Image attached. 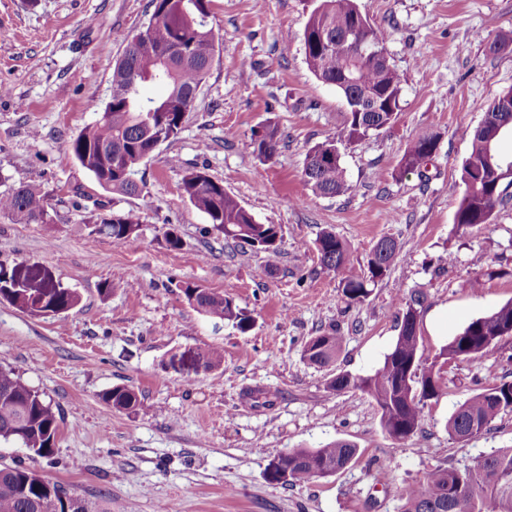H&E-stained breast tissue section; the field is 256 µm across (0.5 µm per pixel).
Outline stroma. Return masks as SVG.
Returning <instances> with one entry per match:
<instances>
[{"mask_svg":"<svg viewBox=\"0 0 512 512\" xmlns=\"http://www.w3.org/2000/svg\"><path fill=\"white\" fill-rule=\"evenodd\" d=\"M403 77L395 122L342 148L349 194L320 197L303 179L309 148L336 137L347 115L334 87L313 75L298 39L313 0H211L215 60L180 133L139 168L141 195L100 187L70 144L110 95L106 63L148 22L150 0H0V174L39 181L56 214L19 224L0 214V263H40L80 297L61 317L33 316L0 301V364L61 413L51 459L16 442L0 465L23 463L104 512H400L403 487L430 471L512 448V411L484 434L452 439L458 404L512 373V336L444 369L447 388L428 401L419 431L395 439L367 394L334 391L340 373L369 375L400 325L398 296L419 290L421 369L473 319L512 301V199L490 223L460 228L465 128L512 89V53L489 55L512 27V0H356ZM277 126L273 159L253 134ZM440 135L426 177L400 174L417 136ZM200 169L262 224H276L272 257L217 236L184 196L185 171ZM136 211L142 231L116 244L93 231L101 212ZM176 227L179 248L164 233ZM330 230L363 268L373 245L395 239L390 272L359 304L345 305L339 277L324 270L315 240ZM481 279L478 291L470 283ZM223 293L253 318L247 332L197 312L183 290ZM447 322L444 335L430 325ZM338 329L341 349L325 367L303 357L306 341ZM215 348L209 371H174L172 356ZM133 389L137 410L102 400ZM267 393L269 405L255 402ZM336 440L358 453L326 478L285 485L265 468L294 448Z\"/></svg>","mask_w":512,"mask_h":512,"instance_id":"obj_1","label":"stroma"}]
</instances>
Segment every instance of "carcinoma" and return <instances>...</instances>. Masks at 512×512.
Here are the masks:
<instances>
[{
	"label": "carcinoma",
	"instance_id": "carcinoma-1",
	"mask_svg": "<svg viewBox=\"0 0 512 512\" xmlns=\"http://www.w3.org/2000/svg\"><path fill=\"white\" fill-rule=\"evenodd\" d=\"M210 0H152L154 10L146 35H134L122 56L108 62L112 72L111 93L97 120L72 142L80 165L105 189L138 195L135 180L140 163L157 145L178 135L184 110H193L200 84L208 75L213 59L206 50L215 47L210 26ZM371 44L375 55L356 56L336 41L349 33ZM306 63L313 75L331 85L345 98L347 118L337 137L311 147L304 160L306 183L318 195L338 197L351 191L342 166L340 144H356L372 132L391 125L401 110L403 77L385 56L377 30L357 8L355 0H319L299 36ZM512 50V28L499 30L487 48L490 55ZM160 84L166 93L145 98L144 85ZM512 135V90L498 97L484 113L481 123L466 131L469 152L462 166L465 191L454 215L459 227H473L491 221L495 208L507 201L505 187L512 186L495 176L492 165L509 164L498 150L500 140ZM438 133H425L413 140L400 160V172L425 176L436 154ZM280 143L278 129L266 125L255 136L258 157L270 160ZM182 189L189 202L204 213L212 230L242 246L271 256L280 254L279 227L260 224L238 200L224 191V185L206 172L184 174ZM0 213L25 224H52L54 214L47 194L38 184L12 186L0 192ZM139 215H99L95 231L114 243L139 236ZM323 268L341 275L339 287L347 304L363 302L370 286L382 279L396 260L400 247L391 238L379 240L372 248L367 271L357 273L347 242L331 231L316 240ZM183 293L190 305L208 317L228 321L241 332L252 327L251 315L228 295L208 293L186 286ZM0 300L35 316H59L74 308L79 297L54 277L48 268L34 263L21 275L17 266L0 263ZM399 335L372 374L336 375L329 386L336 390H360L371 396L381 412L386 434L400 428L407 436L420 428L426 401L442 393L445 382L439 362L458 358L475 359L488 348L487 337L512 332V302L472 320L420 371V348L415 326L425 311V297L417 292L401 298ZM337 331L313 336L303 356L311 364L327 366L341 347ZM222 354L215 350L195 353L194 362L204 370L219 365ZM102 400L117 410L137 406L136 393L124 386L105 392ZM512 411V380H502L482 389L458 405L446 424L448 435L469 440L487 431L503 412ZM60 415L51 403L26 384L11 368L0 365V441L18 442L36 455L48 458ZM357 447L336 440L319 448H294L266 467L268 478L277 483L297 484L329 477L348 466ZM401 512H512V448H498L471 465L448 466L429 472L402 492ZM0 512H101L79 496L39 472L20 465H0Z\"/></svg>",
	"mask_w": 512,
	"mask_h": 512
}]
</instances>
